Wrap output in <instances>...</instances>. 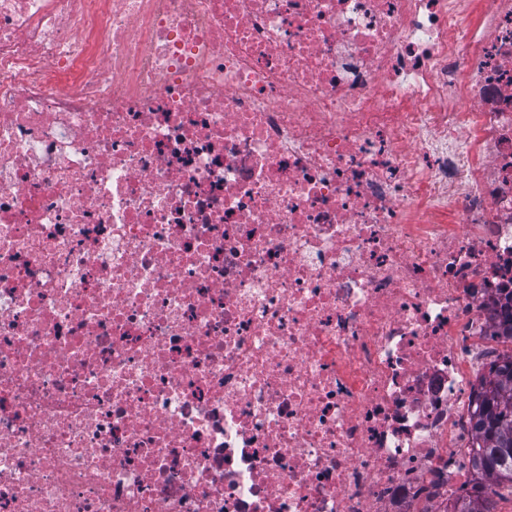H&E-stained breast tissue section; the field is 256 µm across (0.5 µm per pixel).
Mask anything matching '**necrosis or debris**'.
Returning a JSON list of instances; mask_svg holds the SVG:
<instances>
[{
    "label": "necrosis or debris",
    "instance_id": "necrosis-or-debris-1",
    "mask_svg": "<svg viewBox=\"0 0 512 512\" xmlns=\"http://www.w3.org/2000/svg\"><path fill=\"white\" fill-rule=\"evenodd\" d=\"M512 290V0H0V512H437Z\"/></svg>",
    "mask_w": 512,
    "mask_h": 512
}]
</instances>
